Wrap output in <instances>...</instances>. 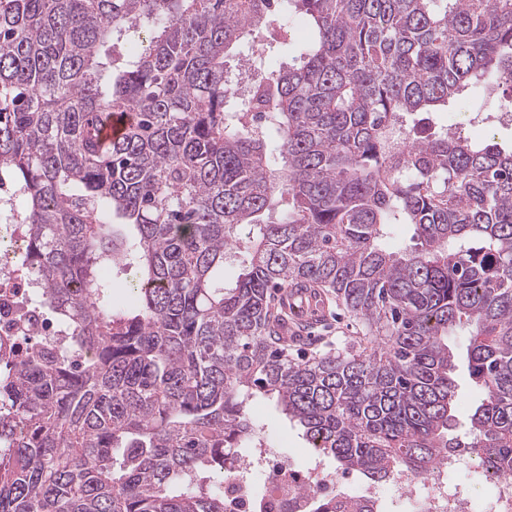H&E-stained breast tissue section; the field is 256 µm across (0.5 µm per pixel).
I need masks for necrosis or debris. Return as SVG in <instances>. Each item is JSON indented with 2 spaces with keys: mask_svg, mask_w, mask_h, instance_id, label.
Returning a JSON list of instances; mask_svg holds the SVG:
<instances>
[{
  "mask_svg": "<svg viewBox=\"0 0 512 512\" xmlns=\"http://www.w3.org/2000/svg\"><path fill=\"white\" fill-rule=\"evenodd\" d=\"M19 189L6 172L0 171V339L9 338L13 348L27 351L59 327L50 307L40 299L41 283L27 260ZM460 473L466 480L484 475L483 464L460 453L436 466L426 480L400 472L383 483L356 484L352 475L336 472L328 465L300 469L273 448H254L239 456L224 479L225 486L240 485L237 493L224 496L226 512H287L283 501L289 493H335L360 496L393 506L394 512H482L473 497L449 484L448 477Z\"/></svg>",
  "mask_w": 512,
  "mask_h": 512,
  "instance_id": "1",
  "label": "necrosis or debris"
}]
</instances>
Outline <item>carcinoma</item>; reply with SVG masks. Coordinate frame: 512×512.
<instances>
[{"instance_id": "obj_1", "label": "carcinoma", "mask_w": 512, "mask_h": 512, "mask_svg": "<svg viewBox=\"0 0 512 512\" xmlns=\"http://www.w3.org/2000/svg\"><path fill=\"white\" fill-rule=\"evenodd\" d=\"M490 85L512 90V0H0V168L67 333L0 376V512H224L268 447L258 396L370 482L461 450L512 473V149L407 125ZM288 286L335 295L358 348L288 359ZM450 336L480 394L461 438ZM129 115L127 112H114L110 119L104 122L100 128V139L103 146L112 143V140L120 138L128 126Z\"/></svg>"}]
</instances>
